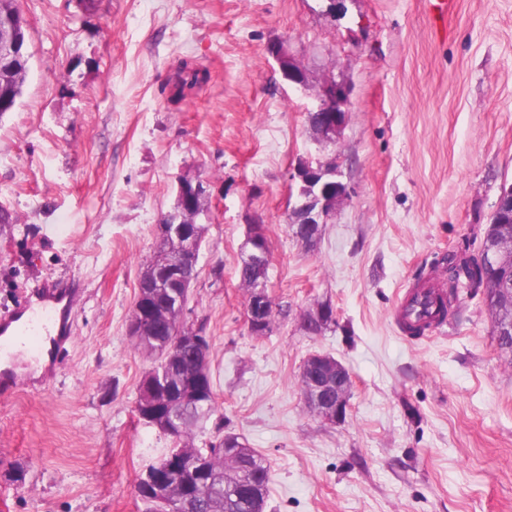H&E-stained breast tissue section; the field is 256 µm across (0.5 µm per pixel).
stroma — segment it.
<instances>
[{"label": "stroma", "instance_id": "stroma-1", "mask_svg": "<svg viewBox=\"0 0 512 512\" xmlns=\"http://www.w3.org/2000/svg\"><path fill=\"white\" fill-rule=\"evenodd\" d=\"M18 6L32 57L0 115V312L52 282L77 294L71 341L0 391V512H141L135 479L173 443L135 411L154 361L127 325L188 173L210 194L183 320L205 328L225 430L269 466L265 512H512V361L482 293L422 339L392 319L444 256L477 250L512 185V0H453L441 27L427 0ZM281 41L306 86L269 54ZM187 66L208 78L182 94ZM329 77L351 97L326 149L308 113ZM301 159L336 161L349 188L310 248L286 224ZM251 224L284 310L261 337L238 275ZM321 304L335 321L308 334ZM314 352L352 376L345 422L305 405Z\"/></svg>", "mask_w": 512, "mask_h": 512}]
</instances>
